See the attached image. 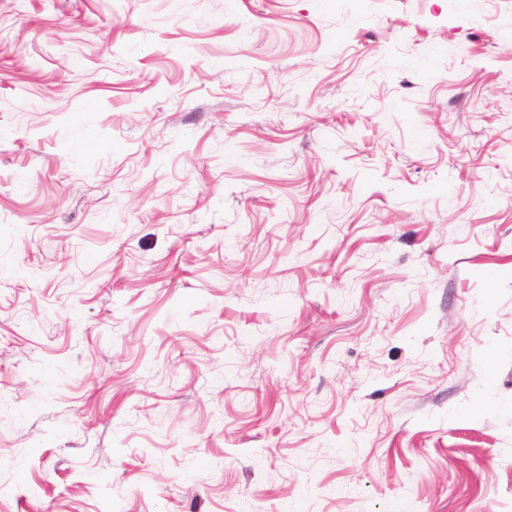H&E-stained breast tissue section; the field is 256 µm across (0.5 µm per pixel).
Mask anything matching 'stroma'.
Returning a JSON list of instances; mask_svg holds the SVG:
<instances>
[{
	"label": "stroma",
	"instance_id": "35a3bbf8",
	"mask_svg": "<svg viewBox=\"0 0 512 512\" xmlns=\"http://www.w3.org/2000/svg\"><path fill=\"white\" fill-rule=\"evenodd\" d=\"M0 512H512V0H0Z\"/></svg>",
	"mask_w": 512,
	"mask_h": 512
}]
</instances>
